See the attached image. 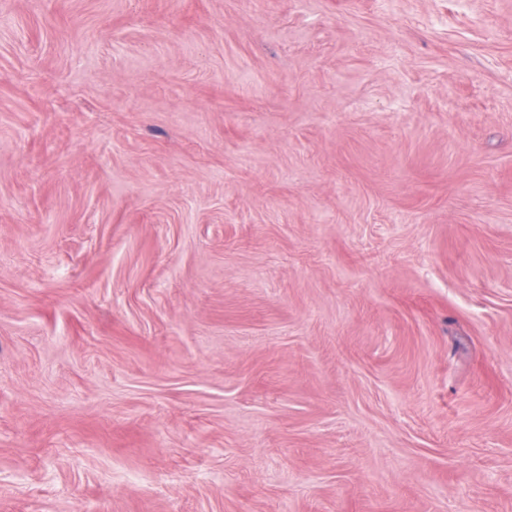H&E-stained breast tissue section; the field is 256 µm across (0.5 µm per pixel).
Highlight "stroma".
<instances>
[{
  "instance_id": "35a3bbf8",
  "label": "stroma",
  "mask_w": 512,
  "mask_h": 512,
  "mask_svg": "<svg viewBox=\"0 0 512 512\" xmlns=\"http://www.w3.org/2000/svg\"><path fill=\"white\" fill-rule=\"evenodd\" d=\"M0 512H512V0H0Z\"/></svg>"
}]
</instances>
